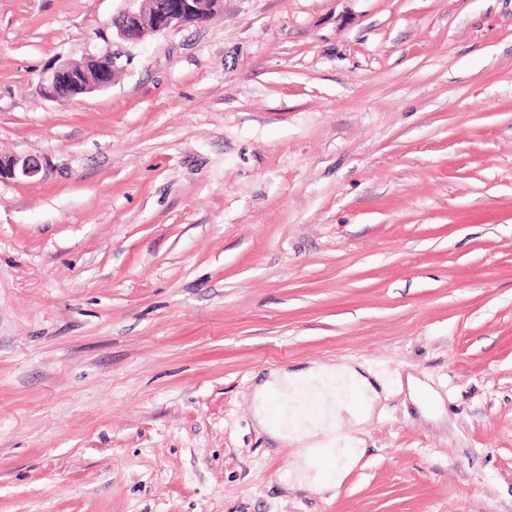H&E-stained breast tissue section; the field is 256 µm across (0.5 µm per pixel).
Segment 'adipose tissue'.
Segmentation results:
<instances>
[{
    "instance_id": "adipose-tissue-1",
    "label": "adipose tissue",
    "mask_w": 512,
    "mask_h": 512,
    "mask_svg": "<svg viewBox=\"0 0 512 512\" xmlns=\"http://www.w3.org/2000/svg\"><path fill=\"white\" fill-rule=\"evenodd\" d=\"M343 388L353 392V399L340 398ZM302 394L318 402V415L273 416L274 405ZM379 398L377 389L356 365L322 363L304 371L272 373L270 380L255 390L254 417L272 437L300 448L303 465L299 481L320 492L339 485L360 456L356 447L337 449V420L345 413L355 424L365 423Z\"/></svg>"
}]
</instances>
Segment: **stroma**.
<instances>
[{"mask_svg": "<svg viewBox=\"0 0 512 512\" xmlns=\"http://www.w3.org/2000/svg\"><path fill=\"white\" fill-rule=\"evenodd\" d=\"M123 5L0 0V512H512V0H223L45 99ZM329 361L314 494L251 407ZM120 51L108 46L88 55L82 63H63L42 78V95L57 103L103 90L112 84L119 69ZM47 170L35 156H0V180L33 182L41 180ZM270 377L255 390L253 408L258 425L272 437L291 441L301 449V484L318 492L336 487L360 456L357 444L336 447V421L343 412L356 425L368 421L380 398L377 389L353 364L322 363L299 372H273ZM341 388L352 391L355 398H339ZM302 394H309L318 402V415L301 416L292 411L290 415L272 416L274 405ZM318 404L311 399H301L295 407L303 415H312L318 411ZM333 452L341 455L343 463L336 466L333 475H328L321 470V465Z\"/></svg>", "mask_w": 512, "mask_h": 512, "instance_id": "obj_1", "label": "stroma"}]
</instances>
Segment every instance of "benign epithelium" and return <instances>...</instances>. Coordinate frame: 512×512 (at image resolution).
<instances>
[{
	"label": "benign epithelium",
	"mask_w": 512,
	"mask_h": 512,
	"mask_svg": "<svg viewBox=\"0 0 512 512\" xmlns=\"http://www.w3.org/2000/svg\"><path fill=\"white\" fill-rule=\"evenodd\" d=\"M127 7L112 18L116 37L137 44L152 34L206 21L221 0H125ZM120 51L107 47L82 63H63L42 78V95L57 103L103 90L119 69ZM47 166L35 156H0V180L33 182L43 178Z\"/></svg>",
	"instance_id": "benign-epithelium-1"
}]
</instances>
